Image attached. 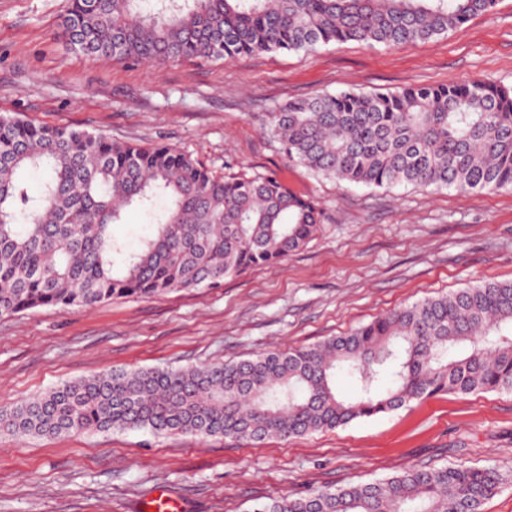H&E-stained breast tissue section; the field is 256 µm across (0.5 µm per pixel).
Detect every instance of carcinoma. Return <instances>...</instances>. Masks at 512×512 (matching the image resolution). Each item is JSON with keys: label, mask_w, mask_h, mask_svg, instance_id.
Listing matches in <instances>:
<instances>
[{"label": "carcinoma", "mask_w": 512, "mask_h": 512, "mask_svg": "<svg viewBox=\"0 0 512 512\" xmlns=\"http://www.w3.org/2000/svg\"><path fill=\"white\" fill-rule=\"evenodd\" d=\"M496 0H64L73 53L117 62L224 61L331 42L397 47L488 14ZM289 160L374 188L512 189V89L482 80L388 94L318 93L267 113ZM29 171L43 180L33 195ZM154 214L134 251L112 234ZM317 203L275 174L224 176L168 144L0 117V316L214 288L282 261L317 231ZM351 376L352 398L336 393ZM512 392V280L425 298L312 345L185 368L114 369L0 408L18 438L145 430L262 442L333 430L441 392ZM512 470L408 469L270 497L254 512H482Z\"/></svg>", "instance_id": "obj_1"}]
</instances>
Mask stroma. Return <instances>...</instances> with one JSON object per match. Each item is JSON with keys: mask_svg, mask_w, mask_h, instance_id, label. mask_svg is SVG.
<instances>
[{"mask_svg": "<svg viewBox=\"0 0 512 512\" xmlns=\"http://www.w3.org/2000/svg\"><path fill=\"white\" fill-rule=\"evenodd\" d=\"M63 0H0V115L131 143L217 173H273L324 221L280 264L217 288L0 316V407L114 369L202 366L307 346L419 300L512 280V191L369 189L288 161L264 115L318 92L481 79L512 88V0L425 43L336 42L224 62L120 63L66 51ZM512 470V392L439 394L333 430L259 443L144 431L0 434V512H253L267 497L418 466Z\"/></svg>", "mask_w": 512, "mask_h": 512, "instance_id": "1", "label": "stroma"}]
</instances>
